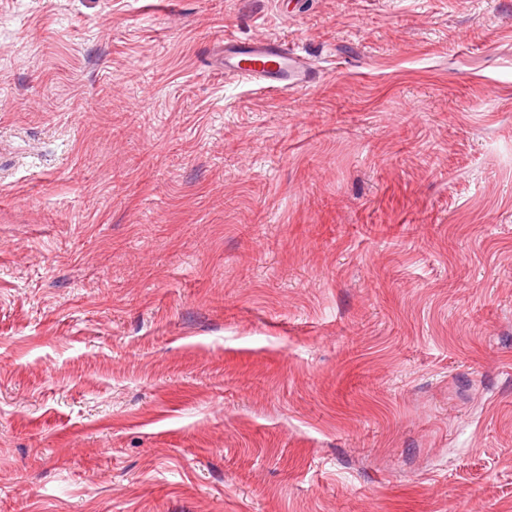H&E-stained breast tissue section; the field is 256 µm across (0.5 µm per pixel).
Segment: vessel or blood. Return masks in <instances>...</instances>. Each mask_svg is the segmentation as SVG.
<instances>
[{"instance_id":"obj_1","label":"vessel or blood","mask_w":512,"mask_h":512,"mask_svg":"<svg viewBox=\"0 0 512 512\" xmlns=\"http://www.w3.org/2000/svg\"><path fill=\"white\" fill-rule=\"evenodd\" d=\"M224 71L243 79L262 81L274 91L304 88L315 80L313 70L287 43L257 40L224 42Z\"/></svg>"}]
</instances>
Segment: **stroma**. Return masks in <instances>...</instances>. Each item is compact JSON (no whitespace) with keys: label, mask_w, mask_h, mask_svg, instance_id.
<instances>
[{"label":"stroma","mask_w":512,"mask_h":512,"mask_svg":"<svg viewBox=\"0 0 512 512\" xmlns=\"http://www.w3.org/2000/svg\"><path fill=\"white\" fill-rule=\"evenodd\" d=\"M0 512H512V0H0ZM224 73L260 80L274 91L304 88L315 81L308 64L288 43L279 40L242 43L225 39Z\"/></svg>","instance_id":"35a3bbf8"}]
</instances>
